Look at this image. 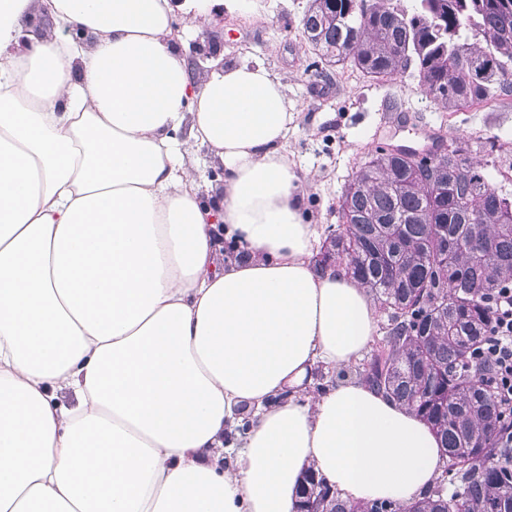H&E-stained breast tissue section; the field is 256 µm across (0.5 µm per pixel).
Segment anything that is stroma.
<instances>
[{"mask_svg": "<svg viewBox=\"0 0 512 512\" xmlns=\"http://www.w3.org/2000/svg\"><path fill=\"white\" fill-rule=\"evenodd\" d=\"M309 0H253V20L214 0L196 39L212 44L217 59L262 62L288 85L296 117L288 138L290 159L316 171L309 207L321 226L338 224V200L367 154L380 147L431 146L434 137L480 136L495 143L488 174L502 185L500 170L512 165V103L440 108L419 80L404 74L376 80L351 66L326 67L302 30Z\"/></svg>", "mask_w": 512, "mask_h": 512, "instance_id": "obj_1", "label": "stroma"}]
</instances>
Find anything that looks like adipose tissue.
<instances>
[{
  "label": "adipose tissue",
  "instance_id": "adipose-tissue-1",
  "mask_svg": "<svg viewBox=\"0 0 512 512\" xmlns=\"http://www.w3.org/2000/svg\"><path fill=\"white\" fill-rule=\"evenodd\" d=\"M208 7L0 0V512H299L309 469L410 504L442 470L347 373L377 307L313 268L286 83L195 77L173 39ZM317 368L343 377L307 393Z\"/></svg>",
  "mask_w": 512,
  "mask_h": 512
}]
</instances>
